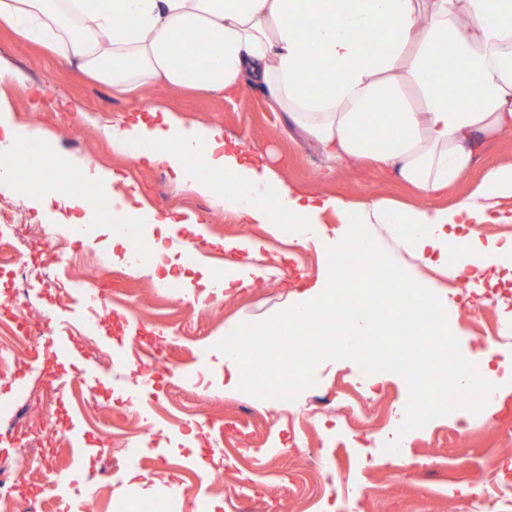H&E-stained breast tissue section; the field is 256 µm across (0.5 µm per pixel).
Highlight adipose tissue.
Masks as SVG:
<instances>
[{
	"label": "adipose tissue",
	"mask_w": 512,
	"mask_h": 512,
	"mask_svg": "<svg viewBox=\"0 0 512 512\" xmlns=\"http://www.w3.org/2000/svg\"><path fill=\"white\" fill-rule=\"evenodd\" d=\"M0 26L24 41L55 48L85 75L118 88L157 84L232 96L244 85L268 90L291 128L333 163L370 159L392 168L422 192L417 206L379 201L361 207L286 183L269 166L226 146L223 131L145 106L113 117L105 131L114 153L164 164L182 191L208 197L248 224L295 227L298 240L341 245L358 239L379 282L394 291L420 288L377 244L376 227L398 237L414 260L441 267L466 283L486 269L512 273V239L482 243L466 225L512 215V165L488 168L470 196L452 207L435 198L462 179L488 140L512 133V0H0ZM203 33L205 63L184 54ZM451 56L448 72L439 60ZM321 86L312 92L311 83ZM461 93L449 98V85ZM386 101L387 111L370 114ZM40 131L16 123L0 93V181L45 210L59 203L82 211L60 177L72 165L52 152L32 178L14 161ZM385 150L370 147L374 138ZM205 155L210 177L191 157ZM94 196L106 199L124 224L172 223L169 214L135 206L115 172L85 166ZM341 214L334 235L321 224ZM346 276L320 275L261 330L292 336L302 326L336 339L344 357L360 353L357 337L371 319L341 301ZM344 330H337V323Z\"/></svg>",
	"instance_id": "obj_1"
}]
</instances>
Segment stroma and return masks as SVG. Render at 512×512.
<instances>
[{"mask_svg": "<svg viewBox=\"0 0 512 512\" xmlns=\"http://www.w3.org/2000/svg\"><path fill=\"white\" fill-rule=\"evenodd\" d=\"M0 54L22 71L26 83L0 76L19 124L47 133L50 147L80 162L118 172L139 196L140 204L178 216L194 214L203 227L166 228V248L201 244L193 265H172L159 274L127 273L112 264L87 281L89 290L111 287L112 303L101 312L93 333L82 330L89 311L80 300L55 305L50 285L81 272L82 256L111 252L110 226L96 223L88 236L46 259L42 281L31 286L26 311L36 327L58 333L68 345L59 361L25 360L16 376L0 377V474L25 459L27 485L40 491L37 512H57L55 477L63 474L97 490L95 512H139L158 505L160 512H512V472L496 466L512 460V433L503 421L512 412L507 396L490 418L472 416L460 427L446 415L403 438L394 429L408 400L398 374L367 376L352 360H326L316 382L288 404L266 407L255 396L227 392L230 376L214 349L225 330L260 323L293 300L306 279L330 270L324 245H281L266 225L244 224L202 196H184L165 166L148 165L114 154L101 120L138 108L142 101L186 120L223 129L254 161L269 165L286 182L350 204L384 200L419 203L416 190L392 170L363 160L330 168L303 137L285 129L267 91L246 88L239 95H198L157 85L120 93L90 79L77 66L0 29ZM79 112H71V105ZM512 164V134L490 141L473 171L436 199L450 206L469 194L486 167ZM23 211L19 232L33 246L53 242L62 233L54 210H37L30 199L0 185V206ZM261 242L253 264L267 268L265 278L229 297L197 306L204 274H218L235 258L228 240ZM433 285L439 312L446 316L462 354L476 360L483 336H497L494 360L512 365V292L505 286L465 288L440 269L423 270ZM178 279L180 292L163 283ZM487 298L480 320L469 318L464 296ZM163 348L173 374L155 376L141 403H127L132 367ZM101 380L93 391L74 392L72 415L79 424L94 423L88 437L100 453L84 455L61 437L40 430L43 409L21 418L16 410L39 398L38 380L50 374L60 390L81 380L84 371ZM398 440L409 467L397 474L378 460L382 443Z\"/></svg>", "mask_w": 512, "mask_h": 512, "instance_id": "obj_1", "label": "stroma"}]
</instances>
